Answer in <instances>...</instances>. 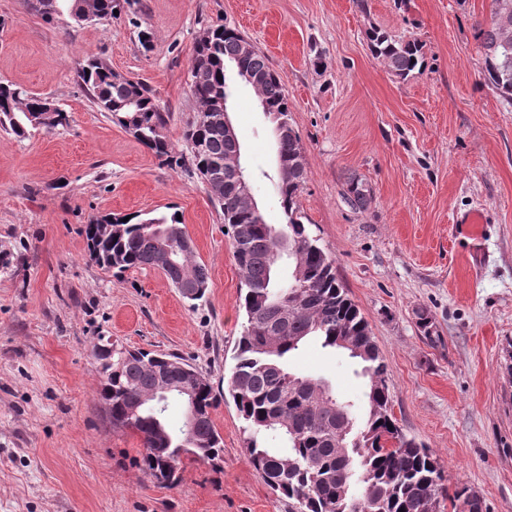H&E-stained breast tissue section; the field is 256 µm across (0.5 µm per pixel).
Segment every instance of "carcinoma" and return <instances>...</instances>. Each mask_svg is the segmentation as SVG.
Segmentation results:
<instances>
[{
  "mask_svg": "<svg viewBox=\"0 0 512 512\" xmlns=\"http://www.w3.org/2000/svg\"><path fill=\"white\" fill-rule=\"evenodd\" d=\"M33 7L47 21L67 17L77 25L105 23L138 0H92L93 11L81 16L76 0H36ZM483 49L485 84L512 104V16L504 24L494 8L490 23L478 27ZM372 55L401 78L425 66L423 45L397 40L374 28L368 35ZM247 39L224 25L209 28L198 41L191 70L206 74L192 93L197 117L183 134L185 150L176 152L166 134L169 113L139 81L114 80L112 68L90 56L80 78L93 102L112 122L169 166L190 161L214 190L224 213L239 269L240 306L245 324L234 351L227 391L243 422L250 463L267 485L294 501L295 512H432L443 491V470L436 455L407 437L391 412L387 365L380 356L368 322L336 276L334 260L302 222L300 195L304 164L300 138L291 124L288 97L267 57ZM246 69L264 112L271 119L277 144V191L285 222L268 224L249 210L233 189L225 158L233 145L224 140L225 70ZM49 98L0 83V126L22 137L36 128L35 113ZM41 123L52 131L69 123L59 106ZM201 141L198 150L192 139ZM370 192L363 182L349 181L346 202L364 209ZM89 257L99 267L122 273L131 268L158 267L183 298L199 301L187 288H205L204 265H189V240L177 213L124 222L119 216L90 220L85 228ZM300 285L301 299L282 317V293ZM310 338L324 348L345 349L367 379L362 403L342 399L321 377L291 370L293 353ZM99 365L100 398L112 405V426L137 433L145 453L143 470L161 484L173 485L181 458L213 461L219 457L220 436L212 411L218 396L209 382L176 355L147 351H112L94 347ZM185 409L183 425L167 418L171 402ZM453 510L487 512L484 501L467 486L450 497Z\"/></svg>",
  "mask_w": 512,
  "mask_h": 512,
  "instance_id": "carcinoma-1",
  "label": "carcinoma"
}]
</instances>
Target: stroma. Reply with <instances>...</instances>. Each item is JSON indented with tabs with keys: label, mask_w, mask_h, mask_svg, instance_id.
Instances as JSON below:
<instances>
[{
	"label": "stroma",
	"mask_w": 512,
	"mask_h": 512,
	"mask_svg": "<svg viewBox=\"0 0 512 512\" xmlns=\"http://www.w3.org/2000/svg\"><path fill=\"white\" fill-rule=\"evenodd\" d=\"M493 0H141L108 24L48 23L0 0V82L49 97L69 124L20 138L0 129V512H293L251 465L226 381L245 322L224 214L196 171L170 169L93 104L86 56L143 82L180 144L197 116L190 62L210 27L237 28L269 59L290 103L306 179L303 221L370 324L394 418L437 455L447 489L467 485L512 512V105L482 77L478 25ZM378 28L423 43L408 78L372 56ZM149 44H141V32ZM228 112L267 223L284 220L276 145L253 88L229 75ZM370 191L350 207L347 183ZM487 218L482 239L453 218ZM180 213L208 290L197 308L153 267L113 276L84 228L108 213ZM109 338L174 353L222 398L218 460L186 458L175 485L141 467L138 434L113 427L90 352ZM295 371L351 399L365 380L311 342Z\"/></svg>",
	"instance_id": "stroma-1"
}]
</instances>
